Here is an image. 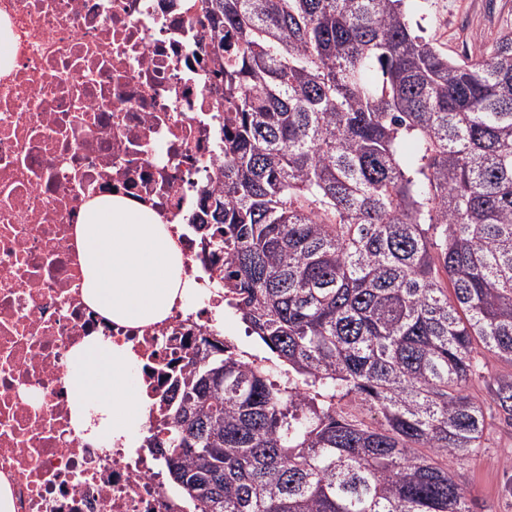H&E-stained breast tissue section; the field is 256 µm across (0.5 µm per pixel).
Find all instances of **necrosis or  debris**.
Listing matches in <instances>:
<instances>
[{
  "instance_id": "4bbe7bcc",
  "label": "necrosis or debris",
  "mask_w": 512,
  "mask_h": 512,
  "mask_svg": "<svg viewBox=\"0 0 512 512\" xmlns=\"http://www.w3.org/2000/svg\"><path fill=\"white\" fill-rule=\"evenodd\" d=\"M203 2L0 0L15 57L0 73V477L14 512H191L152 448L74 434L62 379L70 348L99 332L132 345L156 400L219 333L224 254L200 226L223 182L224 84ZM111 192L181 228L202 291L162 322L116 328L83 300L74 227Z\"/></svg>"
}]
</instances>
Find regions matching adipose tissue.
Here are the masks:
<instances>
[{
	"mask_svg": "<svg viewBox=\"0 0 512 512\" xmlns=\"http://www.w3.org/2000/svg\"><path fill=\"white\" fill-rule=\"evenodd\" d=\"M85 302L122 327L166 319L176 302L197 292L168 225L150 209L118 197L90 199L76 226ZM64 377L70 425L97 448H137L148 427L151 401L135 374L131 345L89 336L68 353Z\"/></svg>",
	"mask_w": 512,
	"mask_h": 512,
	"instance_id": "adipose-tissue-1",
	"label": "adipose tissue"
}]
</instances>
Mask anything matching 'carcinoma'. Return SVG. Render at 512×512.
Returning <instances> with one entry per match:
<instances>
[{
	"instance_id": "cac0c4a2",
	"label": "carcinoma",
	"mask_w": 512,
	"mask_h": 512,
	"mask_svg": "<svg viewBox=\"0 0 512 512\" xmlns=\"http://www.w3.org/2000/svg\"><path fill=\"white\" fill-rule=\"evenodd\" d=\"M224 171L199 225L272 355L192 353L148 440L193 512H472L512 419V29L456 60L407 0H205ZM482 379L485 400L470 392Z\"/></svg>"
}]
</instances>
